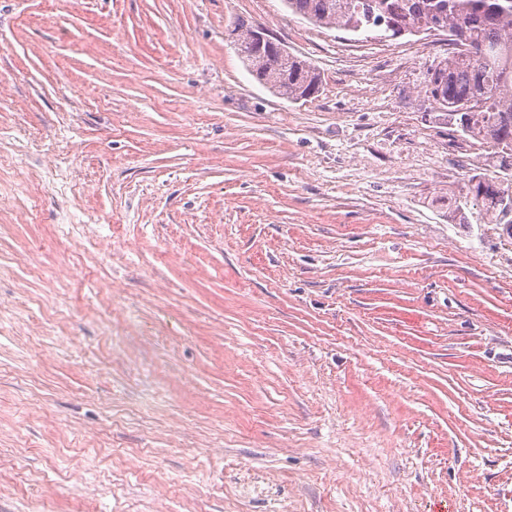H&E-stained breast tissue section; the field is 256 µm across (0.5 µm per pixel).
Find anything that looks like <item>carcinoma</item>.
Listing matches in <instances>:
<instances>
[{
  "mask_svg": "<svg viewBox=\"0 0 512 512\" xmlns=\"http://www.w3.org/2000/svg\"><path fill=\"white\" fill-rule=\"evenodd\" d=\"M308 23L360 33L389 29L391 37L437 30L448 33L452 51L428 73L427 92L438 108L465 125L461 133L493 149L512 150V0H284ZM254 26L234 24V45L249 74L273 94L289 101L319 95L320 74L290 53L279 62L272 47L251 51ZM504 189L480 183L473 197L449 204L455 216L472 208L480 218L502 223Z\"/></svg>",
  "mask_w": 512,
  "mask_h": 512,
  "instance_id": "obj_1",
  "label": "carcinoma"
}]
</instances>
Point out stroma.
Instances as JSON below:
<instances>
[{
	"label": "stroma",
	"mask_w": 512,
	"mask_h": 512,
	"mask_svg": "<svg viewBox=\"0 0 512 512\" xmlns=\"http://www.w3.org/2000/svg\"><path fill=\"white\" fill-rule=\"evenodd\" d=\"M447 55L283 0H0V512H512V237L448 216L498 169ZM254 27L237 21L233 29L235 49L249 74L280 98L298 101L317 97L322 87L320 74L307 60L288 52L281 61L271 62L270 57L277 54L275 48L251 51Z\"/></svg>",
	"instance_id": "stroma-1"
}]
</instances>
